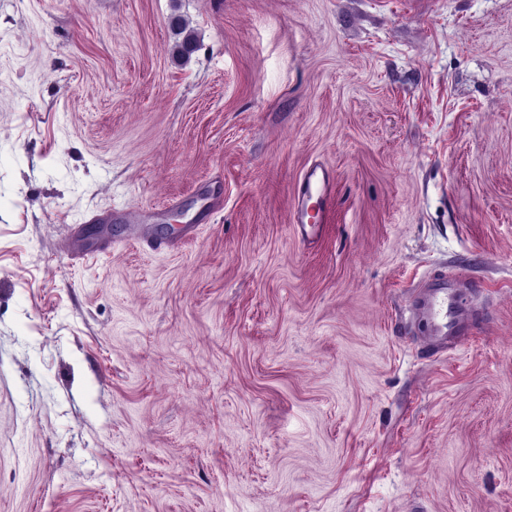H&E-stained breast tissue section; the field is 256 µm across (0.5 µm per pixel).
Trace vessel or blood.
<instances>
[{"mask_svg":"<svg viewBox=\"0 0 512 512\" xmlns=\"http://www.w3.org/2000/svg\"><path fill=\"white\" fill-rule=\"evenodd\" d=\"M304 191L293 213V230L303 240L317 238L332 207V177L319 164L303 177ZM467 283L462 273L439 274L426 280L412 303L411 317L423 323L427 348L440 354L461 346L469 334L462 293Z\"/></svg>","mask_w":512,"mask_h":512,"instance_id":"b4317fda","label":"vessel or blood"}]
</instances>
